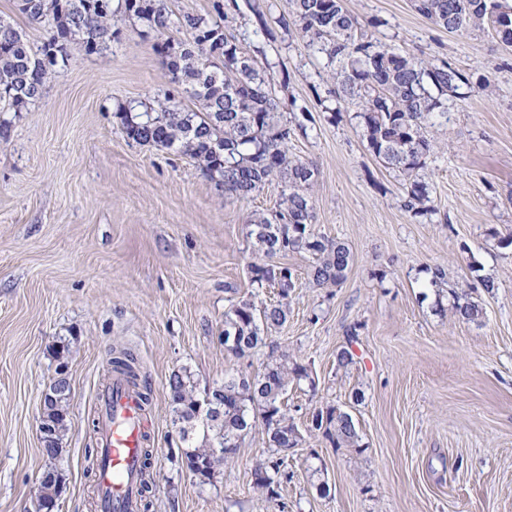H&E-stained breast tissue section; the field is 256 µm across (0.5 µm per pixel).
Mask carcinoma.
Masks as SVG:
<instances>
[{
  "instance_id": "carcinoma-1",
  "label": "carcinoma",
  "mask_w": 512,
  "mask_h": 512,
  "mask_svg": "<svg viewBox=\"0 0 512 512\" xmlns=\"http://www.w3.org/2000/svg\"><path fill=\"white\" fill-rule=\"evenodd\" d=\"M416 11L433 24L450 32L466 28L494 27V18L512 6L507 0H413ZM19 11L32 23L52 21V33L42 46H31L12 24L0 20V101L15 112L37 100L51 67L68 60V45L80 37L87 50H96L112 38V16L122 12L146 21L151 28L170 27L166 0H18ZM283 30L295 26L310 37L318 52L341 64L336 72V89L331 94L357 108L356 117L367 149L385 167L408 181L404 208L415 214L426 212V187L413 179L433 150L425 134L435 118H448L444 97L455 96L469 86L468 76L445 61H418L386 49L359 31L358 20L342 0H292L289 16L278 20ZM179 27L190 38L169 37L154 49L162 58L171 83L182 88L195 109L171 104L169 94L158 108L139 111L130 106L118 113L126 136L140 145L156 149L177 148L196 160L205 174L224 191L248 197L270 177L283 178L280 210L271 216L250 220L259 250L268 258L250 266L251 282L259 288H274L277 298L263 307L249 300L231 305L224 313V333L238 337L233 354L243 357L265 345L268 333L283 326L288 317V297L295 288L286 266L271 259L290 252L308 251L313 256L310 276L319 286L338 285L351 262L349 248L340 241L314 234L313 206L306 189L314 180V166L289 154L288 143L295 129L279 119V102L269 89V78L257 56L247 53L218 21L185 15ZM456 314L470 322L483 317V309L470 299L456 298ZM112 368L138 381L134 358L123 352L111 360ZM307 376L306 369L283 353L267 363L254 379L245 375L199 392L194 375L183 370L167 382L174 413L173 425L188 444L182 458L186 468L202 484H211L217 468L233 458L239 439L252 427L250 412L260 413L269 446L293 448L295 427L288 423L281 399L290 380ZM47 413L56 441H62L69 419V396ZM317 429L336 438V443L353 444L358 432L353 416L329 408L316 413ZM280 463L255 470V484L267 497L278 496ZM60 477L53 466L43 471V495L38 512L58 495L54 480Z\"/></svg>"
}]
</instances>
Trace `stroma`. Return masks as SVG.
Masks as SVG:
<instances>
[{"mask_svg": "<svg viewBox=\"0 0 512 512\" xmlns=\"http://www.w3.org/2000/svg\"><path fill=\"white\" fill-rule=\"evenodd\" d=\"M342 3L382 45L470 79L428 128L436 148L415 174L428 214L405 210L404 177L368 151L354 108L329 96L326 55L296 28L257 33V16L275 23L290 0H250L232 14L225 0H167L169 36L186 38L177 21L194 14L263 49L282 121L311 117L291 150L317 170L313 231L352 255L328 287L313 283L310 253L283 256L296 282L288 320L245 357L224 347V313L275 295L250 281L263 255L248 220L275 211L282 183L243 198L189 156L126 137L122 108L170 87L159 34L116 14L107 46L91 53L72 40L42 97L0 112V512H36L48 463L40 401L62 343L72 393L55 512H97L92 422L116 351L135 358L151 389L147 512H512V44L438 27L411 0ZM457 294L479 302V322L453 315ZM274 351L307 370L285 396L298 443L278 498L254 485L256 464L278 457L260 424L199 484L181 460L169 375L189 369L207 389L263 372ZM330 407L354 416L356 444L314 429L313 414Z\"/></svg>", "mask_w": 512, "mask_h": 512, "instance_id": "35a3bbf8", "label": "stroma"}]
</instances>
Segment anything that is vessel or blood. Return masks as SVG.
<instances>
[{
  "label": "vessel or blood",
  "mask_w": 512,
  "mask_h": 512,
  "mask_svg": "<svg viewBox=\"0 0 512 512\" xmlns=\"http://www.w3.org/2000/svg\"><path fill=\"white\" fill-rule=\"evenodd\" d=\"M97 491L100 512H140L143 455L152 424L139 390L119 372L98 400Z\"/></svg>",
  "instance_id": "1"
}]
</instances>
